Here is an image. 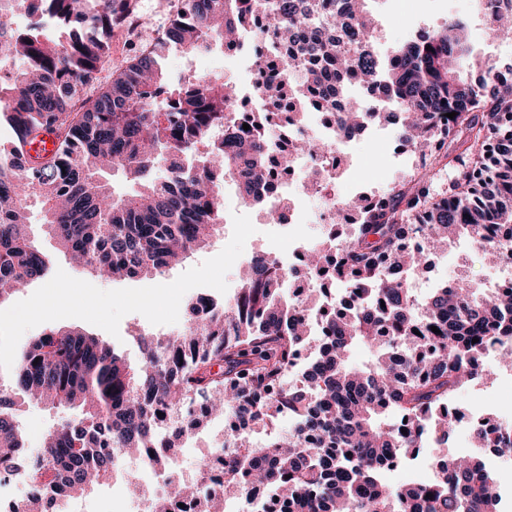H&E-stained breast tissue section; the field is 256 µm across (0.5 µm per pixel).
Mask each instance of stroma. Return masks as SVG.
Wrapping results in <instances>:
<instances>
[{
    "mask_svg": "<svg viewBox=\"0 0 512 512\" xmlns=\"http://www.w3.org/2000/svg\"><path fill=\"white\" fill-rule=\"evenodd\" d=\"M416 12L407 14L399 0H367L366 8L377 21L376 47L387 52L395 45L416 36L423 29L440 28L448 19L461 20L466 37L476 57L512 60V41L492 38L474 0H418ZM177 0H139L142 26L112 35V57L99 74L108 81L112 72L126 60L149 46L166 26ZM162 63L172 79H179L186 68L197 75L236 77L238 60L220 52L195 56L186 62L177 51L165 53ZM417 163L409 149L399 148L393 132L377 134L365 131L349 157L346 169L336 181V192L342 197L357 193L375 195L387 183L408 173ZM33 239L48 257L52 266L49 279L32 283L13 295L10 303L0 307V369L9 370L16 362L22 346L31 338L52 328L76 327L105 340L131 365L141 361L138 338L143 334L182 333L186 310L198 295L207 294L216 300L233 296L240 275L253 253L284 255L288 243L316 236L313 224H273L258 208L242 203L235 196L227 200L226 221L210 244L193 251L180 265L153 281H103L71 266L45 233L42 215L37 206L29 208ZM429 275L432 280L467 274L470 281L487 284L495 280L496 268L484 261L481 254L464 240L449 244L447 251L432 255ZM487 378L466 386L455 397L452 406L459 417L453 421L443 446L425 443L416 455L402 461L397 469L386 471L384 480L391 485L425 483L434 472L426 459L442 452L448 455H473L474 448L468 415L476 410L494 416L512 409V370L499 363L487 362ZM17 414L27 444L40 448L45 434L78 415L77 410L51 408L36 401H20Z\"/></svg>",
    "mask_w": 512,
    "mask_h": 512,
    "instance_id": "obj_1",
    "label": "stroma"
}]
</instances>
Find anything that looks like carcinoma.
I'll return each mask as SVG.
<instances>
[{"label":"carcinoma","mask_w":512,"mask_h":512,"mask_svg":"<svg viewBox=\"0 0 512 512\" xmlns=\"http://www.w3.org/2000/svg\"><path fill=\"white\" fill-rule=\"evenodd\" d=\"M265 1L288 54L272 46L262 60L272 74L267 111L245 116L242 133L227 112L236 86L214 79L173 88L161 57L169 47L192 56L238 42ZM364 2L182 0L157 42L90 96L112 31L135 17L137 0H0V51L12 64L10 85H0V123L12 131L0 143L8 156L0 162V305L49 274L30 236V203L64 256L112 279L154 280L208 245L221 229L226 180L238 184L244 204L280 222V209L259 192L273 175L272 154L325 155L303 126L331 96L344 99L339 133L394 125L419 158L377 203H336L340 213L356 208V222L336 225L306 254L302 296L286 292L288 265L257 254L232 302L211 300L203 312L193 303L187 333L142 339L136 368L79 329L30 339L9 380L0 375V407L18 393L80 410L48 431L34 459L17 414L0 410V451L26 462L45 498L87 493L143 450L164 471L185 433L221 417L224 440L212 453L222 456L224 486L249 512L264 505L247 483L236 484L248 474L288 512H503L512 466L492 473L474 457L438 458L435 478L422 485L389 486L383 473L404 449L423 447L427 433L447 434L452 418L441 405L481 376L490 352L512 358V294L461 276L420 299L406 277L429 268L445 236L468 239L492 261L512 260V240L487 233L489 224L512 225V63L478 61L479 78L463 81L456 64L468 49L456 20L382 58ZM479 2L490 34L512 38L502 24L512 11H501V0ZM22 12L52 17L60 35L38 21L18 31ZM273 110L302 139L288 148L274 140ZM43 129L58 144L37 163L24 145ZM107 169L132 188L115 193L103 180ZM358 343L373 359L353 369L348 353ZM301 349L309 360L291 383ZM286 411L288 428L247 450V437ZM395 417L407 419V433L395 429ZM472 439L512 454V434L486 416L474 419ZM190 490L173 484L152 512H170ZM191 491L200 512H214L210 494Z\"/></svg>","instance_id":"1"}]
</instances>
